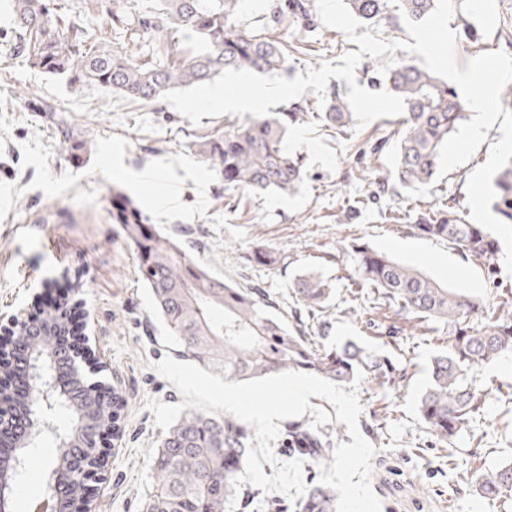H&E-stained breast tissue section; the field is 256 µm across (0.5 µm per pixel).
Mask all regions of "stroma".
<instances>
[{
  "label": "stroma",
  "instance_id": "stroma-1",
  "mask_svg": "<svg viewBox=\"0 0 512 512\" xmlns=\"http://www.w3.org/2000/svg\"><path fill=\"white\" fill-rule=\"evenodd\" d=\"M449 24L459 64L479 53L512 54V0H454ZM313 51L292 57L282 75L291 79L339 62L355 45L338 30L315 24ZM47 99L57 109L32 111L29 99ZM223 117L191 124L168 103L144 107L98 88L76 87L23 58L0 53V315L30 309L45 283L78 282L72 300L81 304L89 345L103 368L98 381L123 397L122 435L98 485L97 512H145L153 488L152 456L163 434L148 400H182L156 369L177 347L154 312L148 288L135 274V255L120 225L112 221V190L126 191L167 231L187 236L197 263L244 287L265 289L279 311L292 314L294 279L314 272L334 291L324 316L328 330L312 329L325 346L360 340L392 355L406 371L397 389L358 387L361 434L376 448L371 485L382 512H512V497L488 500L470 485L480 470L512 460V355L482 365L478 382L485 406L445 446L435 440L418 412L431 358L446 346L444 331L397 332L371 301H352L351 246L366 242L413 266L437 283L471 295L485 311L498 310L512 276L489 278L483 265L448 242L417 233L410 217L452 200L466 208V185L501 137L492 126L465 163L426 189L392 186L368 200L367 183L354 173L356 147L372 126L341 135L307 118L290 127L289 153L303 157L307 177L296 194L228 190L196 150L197 135L223 127ZM84 144L81 152L59 149L61 136ZM402 208L407 218L381 220ZM272 261H255L256 249ZM53 441L36 444L34 465L14 488L13 512H34L44 476L55 456Z\"/></svg>",
  "mask_w": 512,
  "mask_h": 512
}]
</instances>
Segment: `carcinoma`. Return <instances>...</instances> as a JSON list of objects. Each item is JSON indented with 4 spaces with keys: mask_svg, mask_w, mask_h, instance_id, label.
<instances>
[{
    "mask_svg": "<svg viewBox=\"0 0 512 512\" xmlns=\"http://www.w3.org/2000/svg\"><path fill=\"white\" fill-rule=\"evenodd\" d=\"M351 11L366 21L383 17L392 8L412 20L426 17L436 0H348ZM238 0H142L130 11L128 0H105L103 23L112 33L156 38L169 45L190 30L203 48L175 50L160 56L141 52L132 57L107 48L97 30L70 13L61 0H10L11 26L3 45L11 56L50 75H64L78 87L96 86L144 106L159 103L177 88L211 81L229 68L275 72L286 68L289 57L310 51L312 44L296 36L310 26L307 0H277L272 4V26L246 28L237 17ZM393 94L405 101L397 127L383 131L358 150V179L370 182L372 196L388 183L376 176L374 160L394 146V178L403 188L431 185L439 171L438 153L463 117L457 93L448 82L404 59L382 76ZM310 113L296 103L286 111L239 121L194 141V146L224 180V189L243 188L257 193L276 191L292 195L304 180L302 158L284 148L288 128ZM316 116L343 130L351 120L348 103L331 94ZM498 218L512 224V160L493 179ZM112 222L121 225L136 255L139 281L150 290L155 309L179 348L199 365L220 373L226 382H242L286 371L313 373L340 385L353 381L363 369L364 379L393 386L401 370L385 355L348 340L336 347L318 348L303 325L289 326L272 311L274 301L260 288H244L224 280L196 263L184 240L149 223L148 215L126 193L112 191ZM413 227L423 236L445 240L463 255L487 266L494 274L498 243L478 224L469 223L446 202L414 216ZM354 283L373 289L381 305L418 329L430 321L447 326V349L432 358L429 380L418 412L431 434L442 444L456 438L481 411L485 396L473 372L483 364L512 354V314L482 325L470 324L478 303L458 289L444 288L411 266L391 258L367 243L352 245ZM297 304L321 311L333 292L329 281L313 274L293 283ZM12 342L25 346L37 385L50 374L52 337L13 333ZM78 398H59L51 410L34 403L36 422L28 442L17 449V473L29 465V448L50 438L62 445L78 434L94 437L112 427L120 429L121 402H99L98 388L89 382L77 357L70 359ZM253 439L242 422L194 410L184 412L168 429L152 457L154 491L146 512H228L240 498L234 480L243 474ZM282 446L314 462L331 460L330 443L310 426L291 421ZM477 495L500 499L512 493V462L485 470L471 481ZM338 494L313 484L296 504L297 512H335Z\"/></svg>",
    "mask_w": 512,
    "mask_h": 512,
    "instance_id": "carcinoma-1",
    "label": "carcinoma"
}]
</instances>
